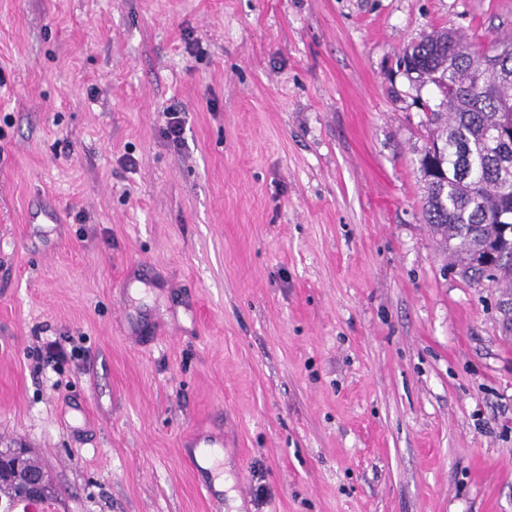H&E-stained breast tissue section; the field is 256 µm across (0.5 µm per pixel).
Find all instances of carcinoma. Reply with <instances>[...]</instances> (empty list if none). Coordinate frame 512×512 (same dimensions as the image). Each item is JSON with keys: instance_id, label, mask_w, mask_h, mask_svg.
I'll use <instances>...</instances> for the list:
<instances>
[{"instance_id": "cac0c4a2", "label": "carcinoma", "mask_w": 512, "mask_h": 512, "mask_svg": "<svg viewBox=\"0 0 512 512\" xmlns=\"http://www.w3.org/2000/svg\"><path fill=\"white\" fill-rule=\"evenodd\" d=\"M501 52L511 60L499 71L481 66L485 52ZM410 63L405 74L419 87L457 86L444 95L425 120L429 139L418 160L423 185V222L433 226L448 247L459 273L476 286L512 284L509 259L484 265L476 255L512 238V228L499 223L512 207V169L499 168L483 142L485 126L512 105V42L465 39L434 32L404 50Z\"/></svg>"}]
</instances>
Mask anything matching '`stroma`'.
<instances>
[{"label":"stroma","mask_w":512,"mask_h":512,"mask_svg":"<svg viewBox=\"0 0 512 512\" xmlns=\"http://www.w3.org/2000/svg\"><path fill=\"white\" fill-rule=\"evenodd\" d=\"M437 29L512 0H0V448L69 512H512L502 291L397 71ZM166 124L163 135L175 148H180L184 142V118L182 110L168 108L166 110Z\"/></svg>","instance_id":"35a3bbf8"}]
</instances>
